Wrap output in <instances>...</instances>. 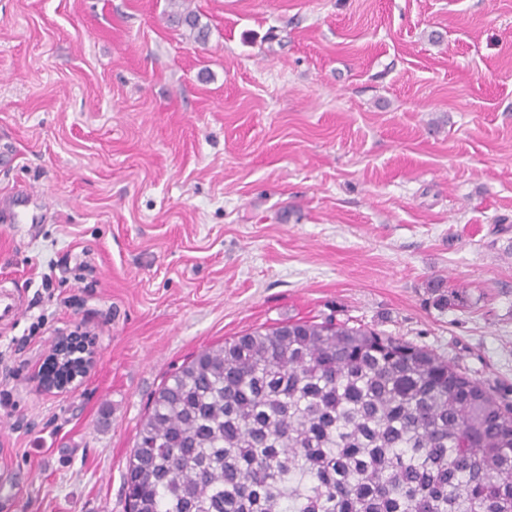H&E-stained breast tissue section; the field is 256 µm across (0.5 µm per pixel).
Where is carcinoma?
Wrapping results in <instances>:
<instances>
[{"label": "carcinoma", "instance_id": "carcinoma-1", "mask_svg": "<svg viewBox=\"0 0 512 512\" xmlns=\"http://www.w3.org/2000/svg\"><path fill=\"white\" fill-rule=\"evenodd\" d=\"M180 2L172 20L206 40ZM125 484L127 512H512V404L425 347L290 319L172 374Z\"/></svg>", "mask_w": 512, "mask_h": 512}]
</instances>
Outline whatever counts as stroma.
<instances>
[{
	"mask_svg": "<svg viewBox=\"0 0 512 512\" xmlns=\"http://www.w3.org/2000/svg\"><path fill=\"white\" fill-rule=\"evenodd\" d=\"M192 6L206 42L170 0H0V290L21 304L0 512H125L163 383L290 319L428 347L512 401V0ZM434 278L468 308L436 310ZM78 322L94 366L44 393ZM182 2L179 4L178 2ZM188 3L187 6H184ZM170 5H181L184 6L183 10H177L172 13L169 17L177 23V26L186 28L189 31V36H192L198 41H205L208 37V29L200 23V15L197 11L190 8L189 0H171Z\"/></svg>",
	"mask_w": 512,
	"mask_h": 512,
	"instance_id": "obj_1",
	"label": "stroma"
}]
</instances>
